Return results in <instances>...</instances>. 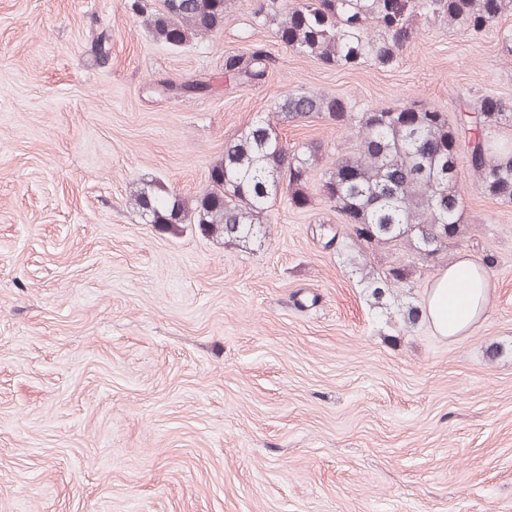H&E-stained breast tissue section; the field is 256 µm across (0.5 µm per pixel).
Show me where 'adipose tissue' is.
Returning <instances> with one entry per match:
<instances>
[{
  "label": "adipose tissue",
  "instance_id": "adipose-tissue-1",
  "mask_svg": "<svg viewBox=\"0 0 512 512\" xmlns=\"http://www.w3.org/2000/svg\"><path fill=\"white\" fill-rule=\"evenodd\" d=\"M475 264L467 254L440 271L432 281L423 314L433 331L452 338L464 333L484 315L489 297V284L484 274L468 279L466 271Z\"/></svg>",
  "mask_w": 512,
  "mask_h": 512
}]
</instances>
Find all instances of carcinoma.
I'll list each match as a JSON object with an SVG mask.
<instances>
[{
    "mask_svg": "<svg viewBox=\"0 0 512 512\" xmlns=\"http://www.w3.org/2000/svg\"><path fill=\"white\" fill-rule=\"evenodd\" d=\"M233 3L162 0L146 23L157 41L178 46L219 26ZM507 14L512 0H305L286 8L280 0H255L252 20L300 57L338 68L390 69L422 22L457 24L478 35ZM268 70L260 49L224 56V75L242 84L261 83ZM310 119L352 131L355 145L331 160L318 142H283L280 126ZM504 130H512L507 96L463 93L452 119L416 98L356 112L338 96L301 88L225 144L210 166L208 191L186 199L143 179L130 186L129 203L146 224L167 230L196 224L206 236L238 245L257 236L277 199L306 208L309 183L320 170L323 199L347 224L346 238L359 246L351 264L378 302L404 287L412 272L404 265L379 271L368 265L366 252L404 246L434 260L461 240V160L480 193L512 203V149L495 141ZM424 140L436 146V156L421 155ZM349 172L360 178L345 182Z\"/></svg>",
    "mask_w": 512,
    "mask_h": 512,
    "instance_id": "1",
    "label": "carcinoma"
}]
</instances>
